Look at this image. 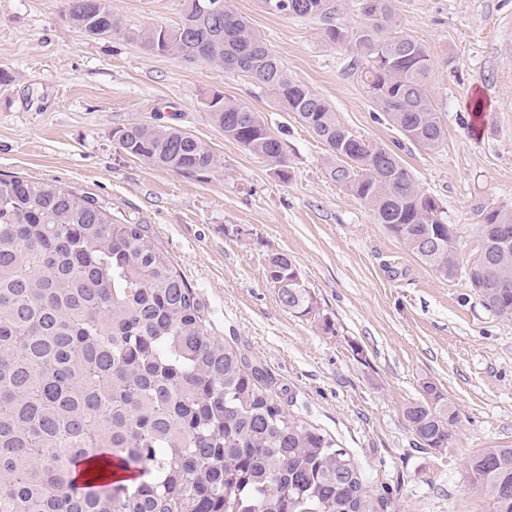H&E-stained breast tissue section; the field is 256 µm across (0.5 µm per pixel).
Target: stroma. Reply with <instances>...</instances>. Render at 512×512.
I'll return each instance as SVG.
<instances>
[{
    "instance_id": "1",
    "label": "stroma",
    "mask_w": 512,
    "mask_h": 512,
    "mask_svg": "<svg viewBox=\"0 0 512 512\" xmlns=\"http://www.w3.org/2000/svg\"><path fill=\"white\" fill-rule=\"evenodd\" d=\"M289 75L363 140L403 142L366 97L353 46L319 17L267 13L230 0ZM141 28L176 25L183 0H110ZM394 28L431 55L445 130L401 156L458 231L461 267L478 258L479 205L512 207V0H393ZM0 176L47 181L93 198L124 224L146 225L194 288L209 334L261 362L288 412L331 435L361 468L384 512H489L467 464L512 448V320L466 279L449 281L411 254L333 182L324 143L278 111L249 78L92 38L60 0H0ZM246 105L284 141L288 175L209 118L212 91ZM484 111L474 114L472 101ZM132 123L182 128L206 141L218 168L184 176L126 155L115 133ZM296 265L316 309L288 312L266 280L269 256ZM434 384L459 419L447 448L420 447L407 406Z\"/></svg>"
}]
</instances>
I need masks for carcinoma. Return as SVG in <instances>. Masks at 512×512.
I'll return each instance as SVG.
<instances>
[{
    "mask_svg": "<svg viewBox=\"0 0 512 512\" xmlns=\"http://www.w3.org/2000/svg\"><path fill=\"white\" fill-rule=\"evenodd\" d=\"M184 0L174 27L133 28L110 0H63L81 33L139 43L151 54L204 61L251 78L328 148L331 180L440 276L459 275L456 225L400 154L356 136L323 98L288 76L245 17L224 0ZM268 11L325 19L328 39L354 42L360 81L404 139L432 149L444 130L430 90L431 56L393 32L391 0H360L355 32L328 0H262ZM205 99L224 138L287 175L280 136L224 94ZM128 155L196 176L217 166L208 143L175 127L117 130ZM479 258L467 277L512 319V251L485 255L512 208L480 205ZM268 282L304 317L314 299L285 253ZM196 293L142 224L49 182L0 178V512H379L350 454L282 405L265 370L209 336ZM405 410L423 448L448 447L452 402L426 382ZM133 473L131 483L112 470ZM469 477L489 512H512V448H483Z\"/></svg>",
    "mask_w": 512,
    "mask_h": 512,
    "instance_id": "1",
    "label": "carcinoma"
}]
</instances>
